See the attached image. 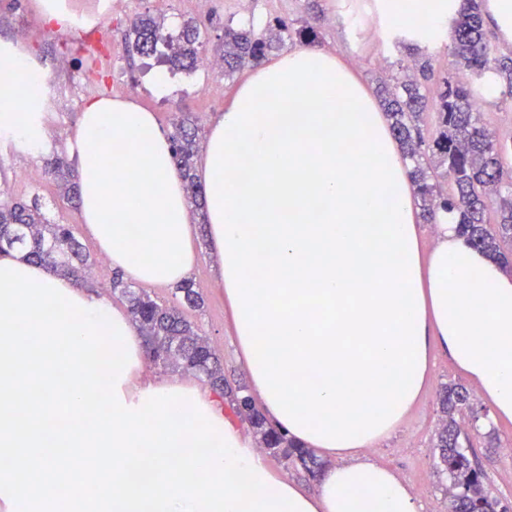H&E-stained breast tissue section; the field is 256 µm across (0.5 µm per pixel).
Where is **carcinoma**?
Masks as SVG:
<instances>
[{
  "label": "carcinoma",
  "mask_w": 512,
  "mask_h": 512,
  "mask_svg": "<svg viewBox=\"0 0 512 512\" xmlns=\"http://www.w3.org/2000/svg\"><path fill=\"white\" fill-rule=\"evenodd\" d=\"M450 29L449 54L456 70L468 74L469 79L444 76L437 93L428 96L422 82L434 77L432 55L419 45L418 32L413 31L402 42L408 61L397 62L396 74L381 80L379 95L392 135L400 143L403 161L409 167L424 222L436 223L438 212L445 210L460 224V232L470 246L507 262L512 257L511 251L504 250V245H512V133L505 138L491 131L483 122L477 103L491 93L503 101H512V58L497 55L490 44L483 0H460L459 8L451 9ZM132 34L134 48L141 55L154 54L160 43L169 42L161 22L147 14L135 18ZM200 36L195 22H184L168 62L178 69L194 66ZM318 38V28L307 19L296 26L277 18L262 34L229 21L224 24L222 42L224 74L230 76L246 65L261 64L290 40ZM426 113L434 119L435 134L431 137L423 129ZM171 142L188 201L199 207L204 201V189L194 173V158L200 148L198 126L188 117L180 120ZM46 167L63 195H77L70 163L53 156L46 160ZM491 209L497 214L493 228L485 220ZM0 241L7 244L0 253L18 247L28 259L85 285L88 255L69 225L51 220L40 195L29 201L0 202ZM112 290L126 298L140 334L168 346L171 354L161 360L162 364L174 363L207 381L253 430L259 447L299 467L309 477H318L322 461L311 449L296 444L271 424L243 390L229 386L224 367L209 341L198 335L185 318L183 308H196L201 301L193 281L177 288L179 302L169 306L145 291L133 290L118 276L112 278ZM469 400L466 388L457 384L446 388L441 397L446 422L437 448L448 471L451 512H497V503L484 493L482 472L469 458V435L457 419L470 408Z\"/></svg>",
  "instance_id": "carcinoma-1"
}]
</instances>
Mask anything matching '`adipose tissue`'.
I'll return each mask as SVG.
<instances>
[{
  "label": "adipose tissue",
  "mask_w": 512,
  "mask_h": 512,
  "mask_svg": "<svg viewBox=\"0 0 512 512\" xmlns=\"http://www.w3.org/2000/svg\"><path fill=\"white\" fill-rule=\"evenodd\" d=\"M443 35L448 0H383ZM27 57L0 52V136L38 154ZM81 215L113 267L172 288L195 262L170 139L132 100L87 99L68 140ZM202 175L234 339L268 417L329 459L315 493L275 474L193 381L144 382L129 314L0 257V500L9 512H422L369 456L447 351L512 420V275L457 224L422 252L408 169L380 106L336 55L258 66L212 126Z\"/></svg>",
  "instance_id": "adipose-tissue-1"
}]
</instances>
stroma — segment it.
<instances>
[{
    "instance_id": "35a3bbf8",
    "label": "stroma",
    "mask_w": 512,
    "mask_h": 512,
    "mask_svg": "<svg viewBox=\"0 0 512 512\" xmlns=\"http://www.w3.org/2000/svg\"><path fill=\"white\" fill-rule=\"evenodd\" d=\"M374 2L317 0L323 18L318 48L336 55L371 89L375 88L376 78L382 72L396 70L404 53L396 37H369V28L379 29L385 24L384 15L373 8ZM306 4L307 0H212L210 13L197 15L192 9L182 8L179 0H125L122 10L105 18L112 39L111 66L104 69L103 79L95 81L92 91L77 94L73 91V80L83 73L85 61L100 56L99 44L89 39L85 30L66 23L57 31H48L37 9V0H0V44L14 41L19 20H26L30 30L27 52L44 67L48 77L46 93L69 104L68 111L49 112V140L41 154L29 156L13 148L0 149V200H25L33 193H40L51 204L53 221L71 225L75 237L83 243L92 262L95 293L108 295L115 306L126 307V299L110 288L112 266L101 265L102 253L87 225L83 224L80 209L61 197L52 177L44 172L45 159L66 153V138L76 127L88 97L108 98L113 87H129L135 102L155 114L165 134L173 133L177 117L183 114L196 118L202 132L206 133L212 120L231 105L238 87L251 75L252 69L248 66L224 79L202 66L191 72L173 69L166 61L169 51L164 47L150 57L133 52L128 42L131 23L137 15L146 13L166 18L177 10L182 19L195 18L205 37L202 52L212 56L224 35L226 21L261 31L276 17L305 18ZM154 70L166 71L169 83L165 91H156L149 84L147 76ZM218 79L224 84L223 97L203 95L202 87ZM30 168L40 170L39 180L27 185L16 183L15 172ZM193 246L198 260L190 276L201 293L202 304L186 310L185 316L200 334L210 339L224 364L228 383L234 387L248 386L246 371L237 360L224 288L213 272L214 257L204 224H195ZM466 382L447 353H434L418 401L395 434L370 451L375 460L412 488L425 512H448V472L436 446L443 417L439 393L445 386ZM466 430L474 461L484 473L485 491L499 506L510 508L512 512V420L501 419L491 425L482 420L467 425Z\"/></svg>"
}]
</instances>
